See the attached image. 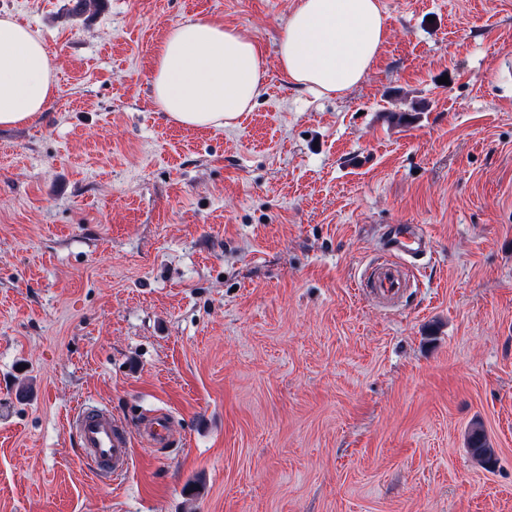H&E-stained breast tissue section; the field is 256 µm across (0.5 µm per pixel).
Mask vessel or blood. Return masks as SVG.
I'll list each match as a JSON object with an SVG mask.
<instances>
[{
  "label": "vessel or blood",
  "instance_id": "b4317fda",
  "mask_svg": "<svg viewBox=\"0 0 512 512\" xmlns=\"http://www.w3.org/2000/svg\"><path fill=\"white\" fill-rule=\"evenodd\" d=\"M388 244L392 255L412 259L426 254L429 248L425 235L397 229L390 231ZM368 286L374 298L387 305L403 294L407 279L398 266L383 262L375 267ZM68 425L94 474L108 480L129 472L133 458V437H141L153 447L166 446L172 437L167 413H156L132 426L113 419L110 410L87 402L73 412Z\"/></svg>",
  "mask_w": 512,
  "mask_h": 512
}]
</instances>
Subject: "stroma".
Returning a JSON list of instances; mask_svg holds the SVG:
<instances>
[{
  "label": "stroma",
  "mask_w": 512,
  "mask_h": 512,
  "mask_svg": "<svg viewBox=\"0 0 512 512\" xmlns=\"http://www.w3.org/2000/svg\"><path fill=\"white\" fill-rule=\"evenodd\" d=\"M296 2L0 0L58 83L0 128V512H512V0H381L341 97L278 67ZM198 18L268 62L221 129L151 97L157 43ZM388 224L432 250L384 308L359 286ZM83 401L166 410L177 443L97 480ZM467 446L472 457L481 465L490 468L496 464L495 451L490 447L484 430L480 425H475L470 430L467 437Z\"/></svg>",
  "instance_id": "stroma-1"
}]
</instances>
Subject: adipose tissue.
<instances>
[{
    "label": "adipose tissue",
    "mask_w": 512,
    "mask_h": 512,
    "mask_svg": "<svg viewBox=\"0 0 512 512\" xmlns=\"http://www.w3.org/2000/svg\"><path fill=\"white\" fill-rule=\"evenodd\" d=\"M380 0H298L277 60L294 85L341 95L369 75L388 37ZM265 56L234 27L204 19L171 26L157 44L151 96L171 123L221 128L251 111L267 79ZM57 91L38 32L0 15V127L27 124Z\"/></svg>",
    "instance_id": "obj_1"
}]
</instances>
